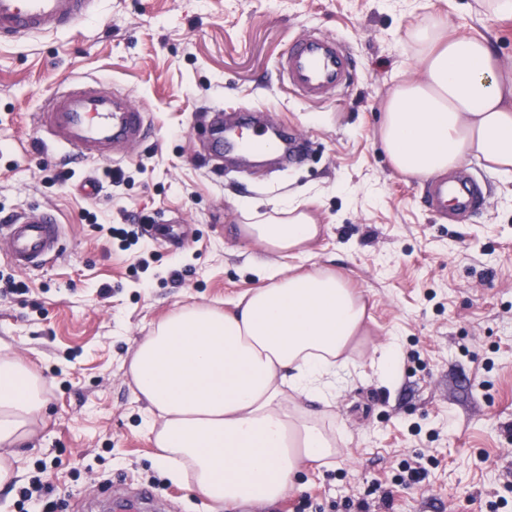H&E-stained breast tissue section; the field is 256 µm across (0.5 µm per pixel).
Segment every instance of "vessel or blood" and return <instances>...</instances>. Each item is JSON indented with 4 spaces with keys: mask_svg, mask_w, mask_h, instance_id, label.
<instances>
[{
    "mask_svg": "<svg viewBox=\"0 0 512 512\" xmlns=\"http://www.w3.org/2000/svg\"><path fill=\"white\" fill-rule=\"evenodd\" d=\"M97 0H0V40L18 39L73 28L87 16ZM351 57L337 36L308 33L291 43L279 63L284 87L308 102L332 100L350 81ZM36 143L44 151L70 150L82 160L104 164L124 155L126 148L149 138L152 127L141 106L123 91L95 79L57 90L33 116ZM211 150L248 161L263 153H278L291 163L287 127L258 122L252 110L239 114L237 131L213 137ZM434 209L455 204L460 213L479 209L480 185L468 175L439 179L426 191ZM63 239L55 214L40 206L20 212L0 225L6 256L19 268L46 264L58 256Z\"/></svg>",
    "mask_w": 512,
    "mask_h": 512,
    "instance_id": "vessel-or-blood-1",
    "label": "vessel or blood"
}]
</instances>
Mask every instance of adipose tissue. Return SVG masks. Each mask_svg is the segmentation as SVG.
<instances>
[{
  "instance_id": "1",
  "label": "adipose tissue",
  "mask_w": 512,
  "mask_h": 512,
  "mask_svg": "<svg viewBox=\"0 0 512 512\" xmlns=\"http://www.w3.org/2000/svg\"><path fill=\"white\" fill-rule=\"evenodd\" d=\"M422 75L395 85L376 135L401 174L428 180L472 160L512 176V63L487 38L452 35L431 14L413 31ZM241 236L271 254L302 250L320 225L299 204L279 202ZM260 286L223 311L183 304L132 348L129 374L148 413L157 463L212 512L273 503L298 487L309 464L340 453L322 407L356 367L366 304L334 272L269 265ZM44 381L0 346V489L15 451L43 423Z\"/></svg>"
}]
</instances>
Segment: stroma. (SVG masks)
Returning a JSON list of instances; mask_svg holds the SVG:
<instances>
[{"label": "stroma", "mask_w": 512, "mask_h": 512, "mask_svg": "<svg viewBox=\"0 0 512 512\" xmlns=\"http://www.w3.org/2000/svg\"><path fill=\"white\" fill-rule=\"evenodd\" d=\"M434 11L512 61V20L489 0H98L70 31L0 42V219L41 205L67 230L49 264L19 269L0 254V344L27 359L48 397L0 512H19L18 490L36 476L55 512H80L107 483L146 490L169 512H211L156 464L129 354L175 306L229 311L259 285L255 265L278 257L238 228L284 198L323 226L296 264L361 293L365 340L327 410L343 453L306 467L284 499L235 512H512V182L471 162L484 205L451 222L375 138L390 89L420 74L412 30ZM311 31L341 36L353 57L350 84L322 104L288 94L278 77L289 44ZM84 77L151 114V137L115 178L105 164L48 161L34 143L33 112ZM252 107L298 137V161L216 175L213 111ZM122 228L137 243L125 245ZM392 336L401 373L390 385L370 357ZM416 464L424 479L401 483Z\"/></svg>", "instance_id": "1"}]
</instances>
